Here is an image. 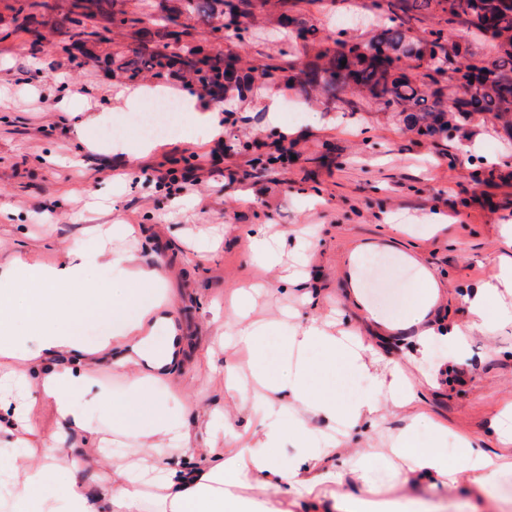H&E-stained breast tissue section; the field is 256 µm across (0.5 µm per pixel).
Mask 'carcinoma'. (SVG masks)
Returning a JSON list of instances; mask_svg holds the SVG:
<instances>
[{"label": "carcinoma", "instance_id": "carcinoma-1", "mask_svg": "<svg viewBox=\"0 0 512 512\" xmlns=\"http://www.w3.org/2000/svg\"><path fill=\"white\" fill-rule=\"evenodd\" d=\"M128 2L59 0L40 21L38 0H14L13 31L36 46L49 25L88 64L95 61L88 44L107 42L112 29L127 28L141 42L135 58L117 65L129 80L145 72L159 79L188 74L241 93L282 78L305 93L320 90L344 112L381 103L379 111L435 141L465 133L477 113L490 116L512 139V0H382L380 25L369 37L372 50L340 31L323 33L305 18V0H276V25L288 29V43L302 46L303 56L245 72L226 71L223 53L196 44V27L218 15L220 38L242 41L259 17L272 20L270 0H153V29Z\"/></svg>", "mask_w": 512, "mask_h": 512}]
</instances>
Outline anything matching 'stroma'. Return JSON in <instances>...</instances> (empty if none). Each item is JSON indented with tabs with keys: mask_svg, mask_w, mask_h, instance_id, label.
Masks as SVG:
<instances>
[{
	"mask_svg": "<svg viewBox=\"0 0 512 512\" xmlns=\"http://www.w3.org/2000/svg\"><path fill=\"white\" fill-rule=\"evenodd\" d=\"M11 2L0 0V265L19 259L54 267L82 251L164 266L162 286L184 353L166 397L190 415L224 407V361L238 354L219 338L236 289L268 285L256 306L267 319L285 309L297 325L310 315H343L382 353L399 358L414 333L386 334L357 308L352 290L391 317L405 309L419 278L432 274L443 295L436 316L448 324L465 321L468 297L497 275L505 249L500 227L512 225V142L491 123L474 120L468 140L438 147L382 113L343 114L325 96L282 85L274 88L272 116L255 107L254 93L218 103L196 88L199 106L217 109L222 138L204 139L188 127L145 153L115 125L125 113L114 99L125 78L103 62L77 65L57 42L34 46L26 34L12 33ZM268 30L257 24L239 42L215 39L201 26L196 38L258 65L285 48ZM86 112L113 123L111 138H100L95 127L77 131ZM185 178L194 181L192 191L169 192ZM436 218L442 228L435 232ZM115 224L127 227L126 237H105ZM260 228L282 232L284 262L306 259L305 281L280 283L278 270L252 260L250 236ZM367 246L397 264L383 269L377 287L365 271L351 288L346 274ZM431 361L434 385L418 386L422 427L435 424L449 440L469 437L499 450L493 422L512 403V325L472 336L460 354L437 344ZM11 397L25 405L37 439L83 449L87 476L115 479L92 435L67 427L24 387ZM408 418L405 411L383 413L374 429L345 433V442L385 469L372 450ZM419 495L418 507L383 488L368 494L367 508L435 512L444 503L447 512H468L464 499L447 501L443 489L425 485Z\"/></svg>",
	"mask_w": 512,
	"mask_h": 512,
	"instance_id": "stroma-1",
	"label": "stroma"
}]
</instances>
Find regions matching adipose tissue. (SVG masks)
I'll list each match as a JSON object with an SVG mask.
<instances>
[{
  "instance_id": "obj_1",
  "label": "adipose tissue",
  "mask_w": 512,
  "mask_h": 512,
  "mask_svg": "<svg viewBox=\"0 0 512 512\" xmlns=\"http://www.w3.org/2000/svg\"><path fill=\"white\" fill-rule=\"evenodd\" d=\"M99 262V255L77 252L58 268H33L19 260L0 268V312L12 310L16 296H29L23 315L38 336L36 348H27L16 338L0 357L22 360L15 381L36 371L40 397L71 427L94 432L92 407H111L113 432L143 446L150 463L128 468L119 480L88 490L81 452H66L60 467L52 457L36 458L27 439L32 425L0 393V410L12 412L14 512H288L292 506L299 512H364V499L336 491L342 472H355L368 490H415L426 481L454 492L460 469L470 475L466 492L471 512H496L498 500L488 479L512 473V410L494 421L502 451H485L468 438L449 442L437 428L420 433L414 419L389 441L387 453L395 468L376 471L366 455L339 451L334 438L319 437L307 422L321 417L352 428L377 423L382 410L413 407L417 394L404 367L382 361L372 345L347 332L332 334L315 319L288 334H275L269 325L249 321L241 297L231 305L232 344L251 354L253 375L269 395L251 397L229 367L224 371L225 402L237 408L251 406L259 428L249 436L225 428L223 447L200 449L195 468L174 466L173 456L189 450L184 409L158 395L153 385L180 359L182 348L173 337L160 353L144 351L157 327L174 326L168 307L153 289L165 273L129 267L128 257L116 255L106 262L108 267L137 281V288L124 295L108 288L83 293L80 284L86 268ZM499 268L496 281L470 299L464 323L440 326L433 321L439 291L428 276L403 317L385 324V331L414 329L417 365L440 341L464 351L470 337L493 334L499 324L512 322V256H500ZM87 305L112 313V333L102 338L99 351L116 342L125 348L113 361L114 368L129 376L122 400H113L105 389L96 392L91 404L79 400L88 390L84 365L89 358L71 323ZM289 441L294 450L287 454L283 446Z\"/></svg>"
}]
</instances>
